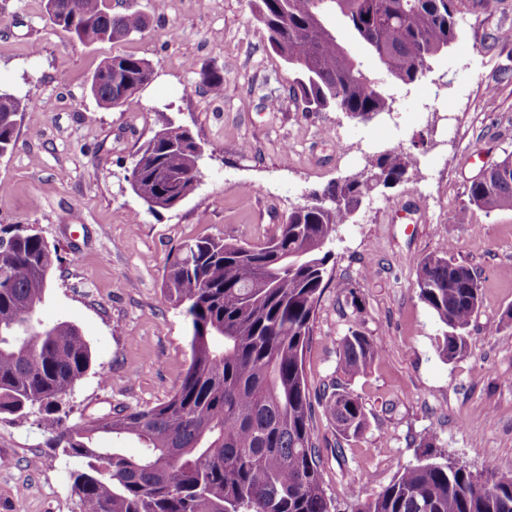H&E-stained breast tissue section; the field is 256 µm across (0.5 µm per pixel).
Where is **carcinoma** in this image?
Returning <instances> with one entry per match:
<instances>
[{"label": "carcinoma", "mask_w": 512, "mask_h": 512, "mask_svg": "<svg viewBox=\"0 0 512 512\" xmlns=\"http://www.w3.org/2000/svg\"><path fill=\"white\" fill-rule=\"evenodd\" d=\"M45 0L46 14L82 43L120 41L143 31L145 15L114 16L105 0ZM267 41L296 74L292 96L306 112L336 107L370 120L390 113L394 87L419 81L428 59L455 41L465 0H253ZM341 17L374 59H387V79L368 73L328 24ZM152 74L133 55H114L93 76L103 107H121ZM36 105L0 89V157L12 151L17 126ZM203 153L190 130L162 116L140 148L130 185L149 210L171 209L194 190ZM411 153L400 146L372 155L358 174L308 194L265 244L242 246L203 238L168 259L163 295L190 319L191 363L171 397L156 406L120 409L63 426L59 413L92 366L91 348L67 322H42L27 302L42 303L56 247L29 225L0 228V415L26 419L55 448L86 461L73 492L79 512H331L321 483V455L310 427L303 354L325 287L328 245L349 224L371 189L404 179ZM468 203L512 211V157L467 188ZM447 246L415 262L419 299L442 325L440 354L468 347L481 303L473 270L448 257ZM375 339L353 330L343 340L344 374L364 373L380 356ZM325 409L345 437L368 425L360 398L345 387ZM101 434L133 437L138 456L97 445ZM358 512H512V476L475 474L429 458L405 468Z\"/></svg>", "instance_id": "cac0c4a2"}]
</instances>
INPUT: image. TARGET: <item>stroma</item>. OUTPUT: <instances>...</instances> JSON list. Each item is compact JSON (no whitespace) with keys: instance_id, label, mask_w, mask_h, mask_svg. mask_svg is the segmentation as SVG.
<instances>
[{"instance_id":"1","label":"stroma","mask_w":512,"mask_h":512,"mask_svg":"<svg viewBox=\"0 0 512 512\" xmlns=\"http://www.w3.org/2000/svg\"><path fill=\"white\" fill-rule=\"evenodd\" d=\"M107 5L115 15L143 12L147 28L85 45L49 22L43 0H0V87L43 112L19 125L13 152L0 158V226L32 224L57 245L61 261L38 315L77 325L94 359L65 405V425L118 405L152 407L179 387L188 323L162 288L184 241L262 244L310 191L400 144L415 163L339 226L304 351L326 494L335 512H357L417 464L431 433L436 460L512 475V211L488 212L466 196L473 179L512 155V0L501 14L472 8L426 76L398 92L391 114L369 121L303 111L249 0ZM116 54L145 59L154 73L107 109L90 84ZM212 69L224 73L222 94L200 83ZM445 109L449 119L436 120ZM164 115L200 140L202 174L181 204L152 211L127 177ZM340 142L347 154H337ZM448 242L482 288L468 348L451 361L438 354L442 327L418 297L413 265ZM354 329L383 353L348 381L339 354ZM343 380L368 417L349 440L324 407ZM83 468L49 447L35 420L0 415V512H78L72 485Z\"/></svg>"}]
</instances>
